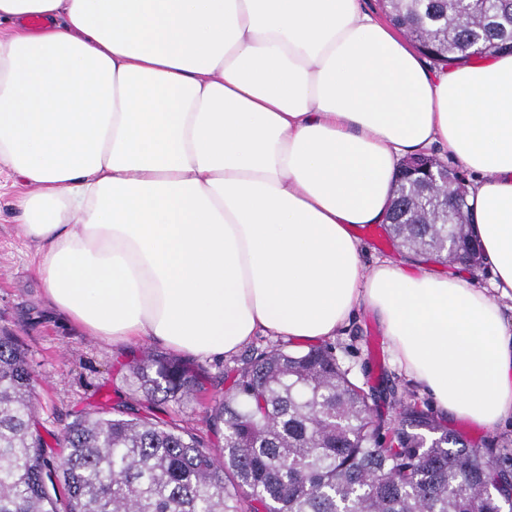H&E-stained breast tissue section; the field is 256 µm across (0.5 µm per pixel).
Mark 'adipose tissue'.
<instances>
[{"mask_svg": "<svg viewBox=\"0 0 512 512\" xmlns=\"http://www.w3.org/2000/svg\"><path fill=\"white\" fill-rule=\"evenodd\" d=\"M476 176L494 288L372 266L401 160ZM51 306L114 344L229 357L368 307L444 413L512 423V53L431 65L361 0H0V190Z\"/></svg>", "mask_w": 512, "mask_h": 512, "instance_id": "ef3b65f1", "label": "adipose tissue"}]
</instances>
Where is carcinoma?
<instances>
[{
    "label": "carcinoma",
    "mask_w": 512,
    "mask_h": 512,
    "mask_svg": "<svg viewBox=\"0 0 512 512\" xmlns=\"http://www.w3.org/2000/svg\"><path fill=\"white\" fill-rule=\"evenodd\" d=\"M382 8L433 62L461 63L512 51V0H392ZM400 163L389 235L417 254L453 265L467 254L473 223L465 178L441 185L417 156ZM149 400L182 401L202 373L145 352L132 368ZM35 379L17 338L0 331V512H512V447L484 451L390 390L395 416L351 380L329 343L254 349L233 369L231 388L209 410L222 433L214 448L191 429L100 412L57 436L48 455L36 418Z\"/></svg>",
    "instance_id": "cac0c4a2"
}]
</instances>
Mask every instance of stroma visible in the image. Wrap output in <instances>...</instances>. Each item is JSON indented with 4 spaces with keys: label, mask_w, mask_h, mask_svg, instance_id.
<instances>
[{
    "label": "stroma",
    "mask_w": 512,
    "mask_h": 512,
    "mask_svg": "<svg viewBox=\"0 0 512 512\" xmlns=\"http://www.w3.org/2000/svg\"><path fill=\"white\" fill-rule=\"evenodd\" d=\"M24 191L21 185L0 191V328L17 336L27 352L36 378L34 403L41 433L57 434L77 417L120 408L191 427L206 441L216 442L205 409L229 387L224 379L228 358L198 360L206 380L194 399L146 403L131 373L141 349L87 335L49 306L36 274L38 247L20 233L16 201ZM331 343L358 384L381 392L378 407L386 416L394 414L384 397L392 386L413 392L422 408L433 409L430 395L392 362L388 340L369 310L360 309Z\"/></svg>",
    "instance_id": "35a3bbf8"
}]
</instances>
